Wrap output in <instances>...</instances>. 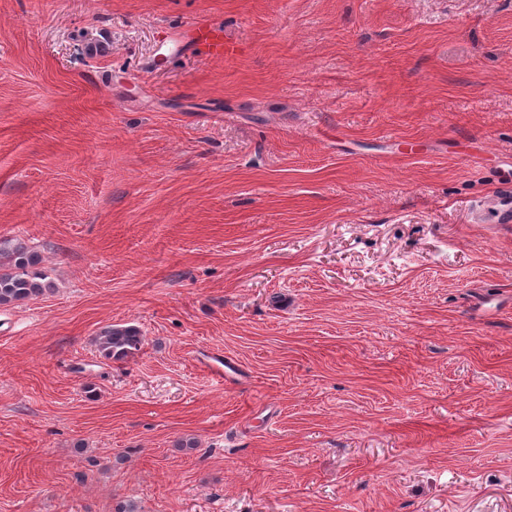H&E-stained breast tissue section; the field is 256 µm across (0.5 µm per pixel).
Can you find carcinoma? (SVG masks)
I'll return each instance as SVG.
<instances>
[{"mask_svg":"<svg viewBox=\"0 0 512 512\" xmlns=\"http://www.w3.org/2000/svg\"><path fill=\"white\" fill-rule=\"evenodd\" d=\"M40 259L18 240H0V306H10L44 294L50 287L36 269ZM144 336L134 325H112L98 337L99 353L107 360L123 361L140 351Z\"/></svg>","mask_w":512,"mask_h":512,"instance_id":"cac0c4a2","label":"carcinoma"}]
</instances>
